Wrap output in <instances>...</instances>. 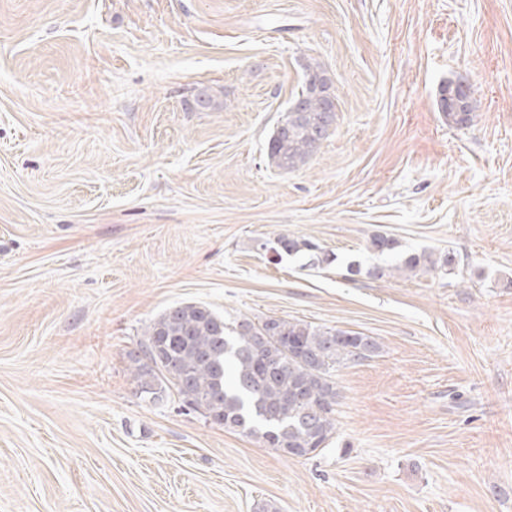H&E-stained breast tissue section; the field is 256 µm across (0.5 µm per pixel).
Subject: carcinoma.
<instances>
[{"instance_id": "obj_1", "label": "carcinoma", "mask_w": 512, "mask_h": 512, "mask_svg": "<svg viewBox=\"0 0 512 512\" xmlns=\"http://www.w3.org/2000/svg\"><path fill=\"white\" fill-rule=\"evenodd\" d=\"M321 74L320 66H307L301 90L269 141L268 164L279 171L305 165L336 130L337 112L324 111L319 100L308 96ZM439 107L460 126L476 112L468 93L463 117L448 109L443 96ZM278 245L288 255L314 253L316 265L333 262L306 239L282 236ZM396 248V240L385 234L370 239L369 251L375 255ZM454 265L451 253L424 249L406 255L396 270L433 274ZM380 350V342L359 332L273 316L256 321L243 315L227 322L206 305L182 303L146 327L134 356V376L142 394L160 397L173 390L185 406L217 417L225 429L286 457L307 458L336 433V372Z\"/></svg>"}]
</instances>
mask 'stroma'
Listing matches in <instances>:
<instances>
[{
    "label": "stroma",
    "mask_w": 512,
    "mask_h": 512,
    "mask_svg": "<svg viewBox=\"0 0 512 512\" xmlns=\"http://www.w3.org/2000/svg\"><path fill=\"white\" fill-rule=\"evenodd\" d=\"M314 63L336 130L281 172L267 143ZM422 249L452 273H366ZM181 302L375 337L329 445L286 458L143 398L131 355ZM259 501L512 512V0H0V512ZM447 90L448 84H444L440 87L439 107L441 112L448 116V122L452 121L454 124L460 126L466 125L472 119L474 112H476V104L474 103L472 97L470 96V92L467 94H463L464 107L466 110V112H463L462 96L458 94V91H455L451 99L447 101V99L443 96V93ZM448 104L452 106L455 112L448 109ZM458 112H463L465 114V117H460ZM278 245L282 252L290 255L307 250L314 253V265L330 264L334 259L331 255L319 248L316 244L306 239L288 238V236H281L278 239Z\"/></svg>",
    "instance_id": "stroma-1"
}]
</instances>
